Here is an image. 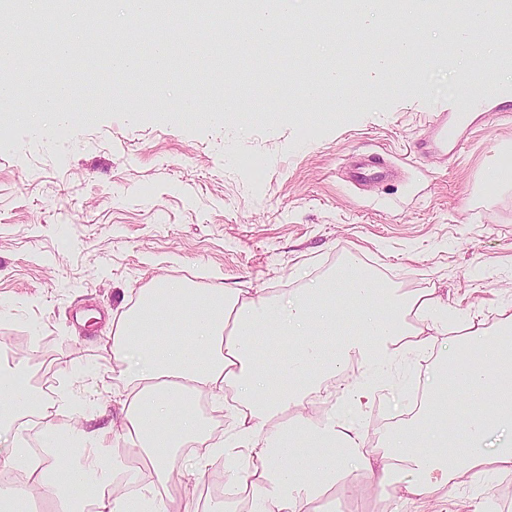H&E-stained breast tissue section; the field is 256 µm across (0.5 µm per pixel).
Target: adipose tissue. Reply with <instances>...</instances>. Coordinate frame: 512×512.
Segmentation results:
<instances>
[{
    "label": "adipose tissue",
    "mask_w": 512,
    "mask_h": 512,
    "mask_svg": "<svg viewBox=\"0 0 512 512\" xmlns=\"http://www.w3.org/2000/svg\"><path fill=\"white\" fill-rule=\"evenodd\" d=\"M351 17L365 27H384L389 9L427 14L451 34L457 60L466 64L512 29V13L496 0H353ZM450 309L433 293L398 292L348 256L335 275L286 297L247 296L213 284L194 288L166 279L143 289L132 306L112 315L110 350L130 362L123 372L120 433L74 432L47 423L46 460L23 448L0 460L26 469L28 479L0 488L10 512H25L31 495L55 512H200L194 499L175 503L171 493L178 462L195 474L207 457L184 460L192 444L242 449L256 460L252 474L232 468L229 484L251 486L256 512H313L314 500L352 471L375 485L398 486L405 494L433 496L461 475L512 472V324L479 341L456 337V353L435 370L431 397L416 423L386 433L384 451L363 449L358 427L328 414L319 424L294 410L301 398L352 363L384 369L413 345L406 318L447 328ZM233 389L240 411L230 445L215 443L194 409L205 393ZM468 392L470 412L458 424L455 396ZM42 407L22 368H0V434ZM500 434L486 450L490 434Z\"/></svg>",
    "instance_id": "1"
}]
</instances>
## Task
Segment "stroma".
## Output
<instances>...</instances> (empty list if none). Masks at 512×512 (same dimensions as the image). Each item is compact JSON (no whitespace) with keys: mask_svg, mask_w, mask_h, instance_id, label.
Instances as JSON below:
<instances>
[{"mask_svg":"<svg viewBox=\"0 0 512 512\" xmlns=\"http://www.w3.org/2000/svg\"><path fill=\"white\" fill-rule=\"evenodd\" d=\"M292 20L310 29L304 56L240 53V70L265 74L259 84L225 83L221 31L190 27L184 39L209 63L171 76L164 97L107 68L95 85L77 86L64 121L34 130L0 115V360L21 364L29 386L53 400L52 421L121 426L102 336L113 311L162 279L278 297L353 254L400 292H435L477 333L512 319V187L483 177L489 158L512 157V115L479 113L472 138L448 158L417 150L431 114L464 90L446 34L416 16L399 33L326 37L311 29L303 0ZM397 33L415 63L392 59L399 90L380 85L358 102V83ZM336 61L345 88L304 96L295 77L318 83ZM227 96L237 110L224 118L213 108ZM369 154L398 173L360 190L342 172ZM408 323L426 346L375 383L371 406L347 407L329 381L322 397L306 398L303 418L345 412L371 453L391 425L411 424L414 384L433 373L446 341ZM355 488L365 512L381 501L390 512H503L512 474L430 497L386 499L365 478Z\"/></svg>","mask_w":512,"mask_h":512,"instance_id":"obj_1","label":"stroma"}]
</instances>
